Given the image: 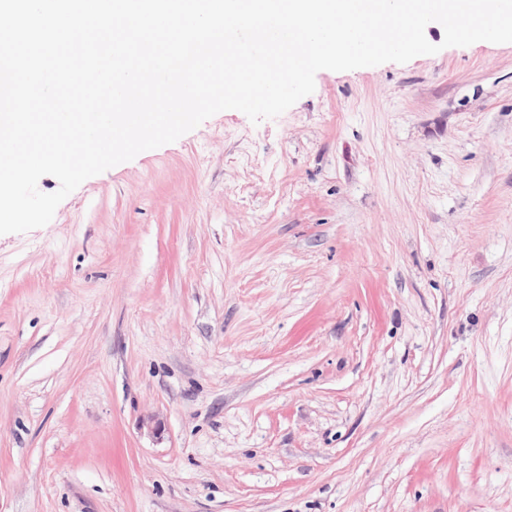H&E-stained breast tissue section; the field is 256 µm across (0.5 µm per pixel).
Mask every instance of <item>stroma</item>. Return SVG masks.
Listing matches in <instances>:
<instances>
[{"label": "stroma", "instance_id": "stroma-1", "mask_svg": "<svg viewBox=\"0 0 512 512\" xmlns=\"http://www.w3.org/2000/svg\"><path fill=\"white\" fill-rule=\"evenodd\" d=\"M425 36L0 235V512H512V43Z\"/></svg>", "mask_w": 512, "mask_h": 512}]
</instances>
